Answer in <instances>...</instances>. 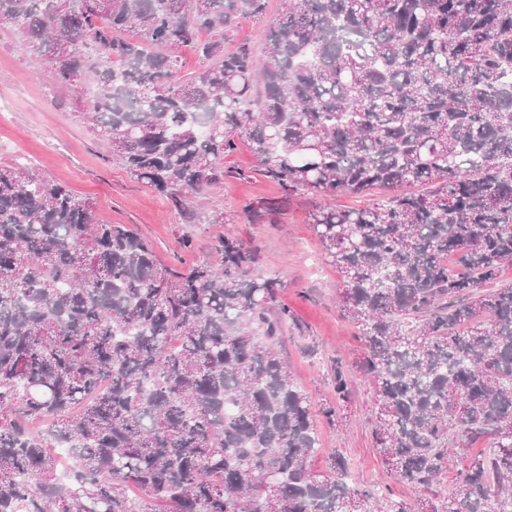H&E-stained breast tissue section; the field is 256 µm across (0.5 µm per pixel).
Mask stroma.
<instances>
[{
    "label": "stroma",
    "mask_w": 512,
    "mask_h": 512,
    "mask_svg": "<svg viewBox=\"0 0 512 512\" xmlns=\"http://www.w3.org/2000/svg\"><path fill=\"white\" fill-rule=\"evenodd\" d=\"M80 91L53 86L46 68H38L0 31V165L22 163L65 184L90 200L97 219L125 224L142 234L157 258L186 268L199 261L219 263L215 249L224 235L260 249L261 271L283 282L278 303L293 321L281 338V351L300 389L307 394L320 451L311 466L328 472L329 449H341L348 480L356 486L389 489L393 499L411 501V487L393 481L374 448L372 390L352 364L363 348L356 324L338 305L341 279L323 254L310 222L322 198L293 195L275 222L250 223L248 209L281 196L264 177L247 145L224 158V182L193 201L196 221H188L169 201L135 181L107 143L82 123ZM223 223H214L215 215ZM347 366L350 395L339 400L333 388L337 364Z\"/></svg>",
    "instance_id": "1"
}]
</instances>
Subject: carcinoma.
Instances as JSON below:
<instances>
[{"label":"carcinoma","mask_w":512,"mask_h":512,"mask_svg":"<svg viewBox=\"0 0 512 512\" xmlns=\"http://www.w3.org/2000/svg\"><path fill=\"white\" fill-rule=\"evenodd\" d=\"M265 4L0 0V29L86 84L91 129L182 212L242 142L285 191L255 222L299 192L383 193L310 224L413 502L311 469L310 402L277 349L291 315L257 248L224 237L221 263L176 271L0 165V512H512V0H284L261 51L226 50ZM186 45L201 66L182 77Z\"/></svg>","instance_id":"obj_1"}]
</instances>
